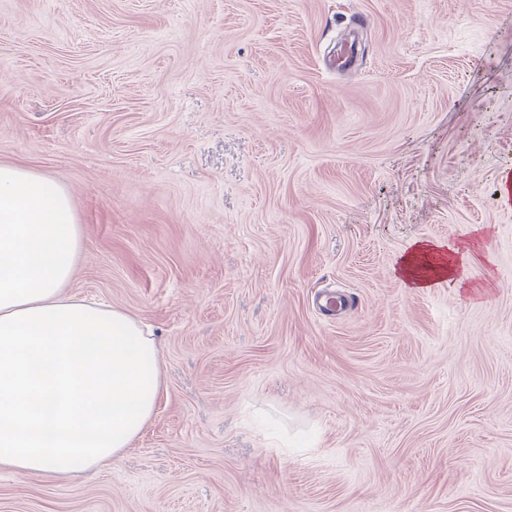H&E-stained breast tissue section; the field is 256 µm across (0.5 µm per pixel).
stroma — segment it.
<instances>
[{"label":"stroma","mask_w":512,"mask_h":512,"mask_svg":"<svg viewBox=\"0 0 512 512\" xmlns=\"http://www.w3.org/2000/svg\"><path fill=\"white\" fill-rule=\"evenodd\" d=\"M1 163L163 390L0 512H512V0H0ZM417 239L485 259L408 288Z\"/></svg>","instance_id":"stroma-1"}]
</instances>
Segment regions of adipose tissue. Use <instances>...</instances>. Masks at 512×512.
I'll return each mask as SVG.
<instances>
[{
	"mask_svg": "<svg viewBox=\"0 0 512 512\" xmlns=\"http://www.w3.org/2000/svg\"><path fill=\"white\" fill-rule=\"evenodd\" d=\"M81 256L66 188L0 164V468L46 478L96 469L155 411L154 339L127 313L66 294ZM457 267L442 245L417 240L396 274L423 288Z\"/></svg>",
	"mask_w": 512,
	"mask_h": 512,
	"instance_id": "ef3b65f1",
	"label": "adipose tissue"
}]
</instances>
